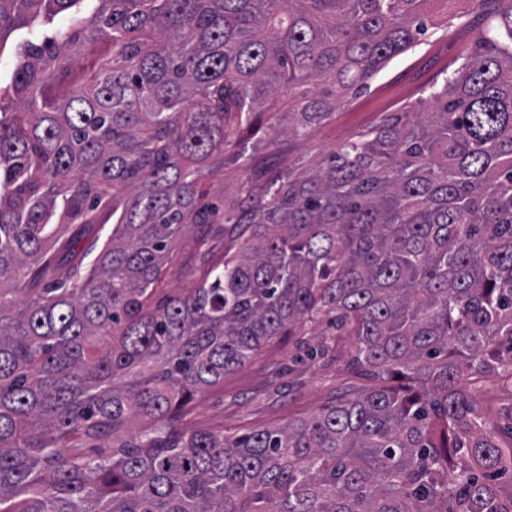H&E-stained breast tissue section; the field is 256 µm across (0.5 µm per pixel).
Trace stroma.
<instances>
[{
	"label": "stroma",
	"instance_id": "35a3bbf8",
	"mask_svg": "<svg viewBox=\"0 0 512 512\" xmlns=\"http://www.w3.org/2000/svg\"><path fill=\"white\" fill-rule=\"evenodd\" d=\"M477 32L462 22L448 36L430 32L425 45L392 60L371 87L334 119L317 127L302 144L305 152H327L359 132L370 129L385 113L396 111L411 97L438 79L444 69H455ZM326 325L310 336H279L253 358L225 375L221 384L199 394L186 417L187 424L225 434H241L313 413L336 399L352 396L368 384L350 365L344 345H327ZM318 348L308 358L310 348Z\"/></svg>",
	"mask_w": 512,
	"mask_h": 512
}]
</instances>
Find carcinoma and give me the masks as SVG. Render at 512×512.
Returning <instances> with one entry per match:
<instances>
[{"label":"carcinoma","instance_id":"cac0c4a2","mask_svg":"<svg viewBox=\"0 0 512 512\" xmlns=\"http://www.w3.org/2000/svg\"><path fill=\"white\" fill-rule=\"evenodd\" d=\"M0 0V512H512V0L475 49L328 155L256 160L435 27L434 0ZM245 171L209 199L204 170ZM227 237L224 253L206 248ZM190 260L195 287L155 303ZM353 340L363 392L227 436L182 425L277 336ZM139 417L127 439L117 434ZM512 389L492 380L488 381L483 392L477 396L476 405L487 424L493 429H502L500 407L511 400Z\"/></svg>","mask_w":512,"mask_h":512}]
</instances>
